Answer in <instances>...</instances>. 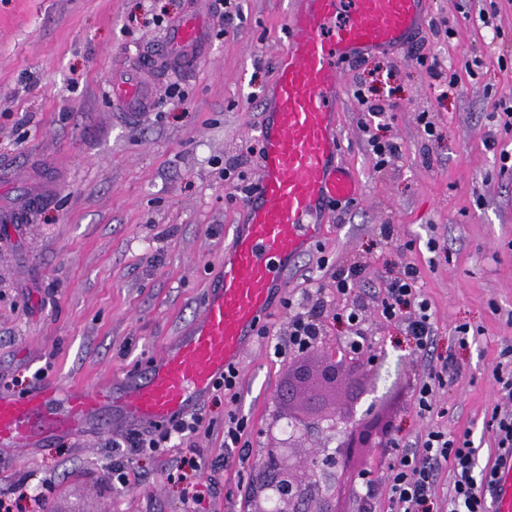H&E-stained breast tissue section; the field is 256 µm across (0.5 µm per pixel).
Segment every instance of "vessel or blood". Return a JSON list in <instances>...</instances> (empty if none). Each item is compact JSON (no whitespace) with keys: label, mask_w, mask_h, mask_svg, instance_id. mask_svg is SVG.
I'll return each mask as SVG.
<instances>
[{"label":"vessel or blood","mask_w":512,"mask_h":512,"mask_svg":"<svg viewBox=\"0 0 512 512\" xmlns=\"http://www.w3.org/2000/svg\"><path fill=\"white\" fill-rule=\"evenodd\" d=\"M427 0H292L288 43L277 56V79L261 130L259 176L244 200L247 222L224 256L221 277L207 290L199 319L176 336L145 371L111 386L67 392L61 413L48 415L58 388L43 382L25 395L0 391V447L31 448L56 432L163 424L198 407L225 370L238 364L256 323L275 294L288 290L287 269L323 235L329 203L359 197V186L336 162L339 85L336 62L368 51L403 47L423 26ZM345 23H338L342 12ZM208 28L196 14L179 21L167 60L189 67L202 59ZM112 97L125 109L147 103L132 79ZM493 512H512V456L493 488Z\"/></svg>","instance_id":"1"}]
</instances>
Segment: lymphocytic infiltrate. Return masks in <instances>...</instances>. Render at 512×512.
<instances>
[{
  "instance_id": "obj_1",
  "label": "lymphocytic infiltrate",
  "mask_w": 512,
  "mask_h": 512,
  "mask_svg": "<svg viewBox=\"0 0 512 512\" xmlns=\"http://www.w3.org/2000/svg\"><path fill=\"white\" fill-rule=\"evenodd\" d=\"M284 308L291 310L288 323V341L280 353L290 360H300L316 346L321 329L314 319L297 312L293 299H285ZM381 314L387 321L399 324L411 336L419 351H429L434 335L431 306L424 296L417 268L402 262L396 276L390 278L386 296L381 303ZM500 386L501 398L495 405L489 429L497 443L498 454L512 453V349L501 352V360L494 369ZM203 417L191 413L166 426H149L134 434L138 450L158 451L173 438H182L198 432ZM393 452L387 463L390 512H431L436 477L443 464L452 466L451 489L448 493V512H488L489 500L485 494L495 482L494 465H480L478 450L470 436H451L430 427L419 447L402 446L399 437H391Z\"/></svg>"
}]
</instances>
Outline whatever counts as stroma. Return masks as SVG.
Wrapping results in <instances>:
<instances>
[{
    "instance_id": "1",
    "label": "stroma",
    "mask_w": 512,
    "mask_h": 512,
    "mask_svg": "<svg viewBox=\"0 0 512 512\" xmlns=\"http://www.w3.org/2000/svg\"><path fill=\"white\" fill-rule=\"evenodd\" d=\"M289 2L239 0L228 20L219 0H0V169L12 174L0 180V212L30 196L35 180L56 183L28 224L0 223V387L107 386L144 370L201 315L243 219L236 185L257 177ZM192 6L211 31L203 61L146 76L150 108L124 116L111 94L122 58L163 46ZM483 11L494 12L497 30L483 27ZM445 19L453 35L436 30ZM421 54L456 69L477 56L483 66L443 95ZM339 71L341 162L361 198L328 206L322 241L289 271L288 293L323 288V304L303 305L323 327L322 355H351L353 330L340 314L363 305L362 342L378 357L371 404L407 389L424 368L412 338L379 313L387 278L401 260L413 262L436 315L433 357L449 364L437 395L445 414L394 408L396 431L412 441L431 425L470 433L487 462L495 441L483 421L500 397L493 369L512 347V169L500 168L512 130L493 110L512 94V0H429L428 22L408 45ZM361 82L394 113L377 134L400 152L381 171L353 96ZM423 113L436 137L424 135ZM387 224L395 243L383 239ZM406 241L411 251L399 253ZM354 262L364 267L358 289L336 297L332 270ZM288 317L278 305L264 319L274 334L252 336L245 348L237 403L209 396L198 433L157 452L132 448L125 430L0 447V491L22 486L24 512H187L184 489L198 481L211 490L207 512H250L270 430L287 427L277 392L288 364L276 345L288 338ZM461 325L476 336L466 347L455 335ZM230 410L249 422V455L224 445ZM188 448L199 449L200 471H180ZM116 463L127 483L112 480Z\"/></svg>"
}]
</instances>
